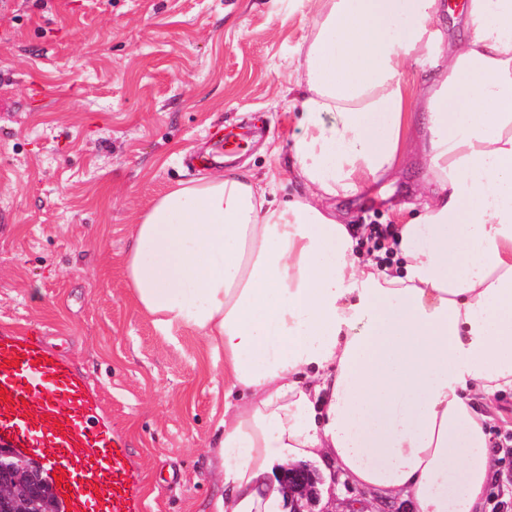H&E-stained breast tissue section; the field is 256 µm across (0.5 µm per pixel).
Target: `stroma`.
I'll list each match as a JSON object with an SVG mask.
<instances>
[{"label": "stroma", "instance_id": "stroma-1", "mask_svg": "<svg viewBox=\"0 0 512 512\" xmlns=\"http://www.w3.org/2000/svg\"><path fill=\"white\" fill-rule=\"evenodd\" d=\"M302 0H0V328L41 335L95 388L144 476L147 512H210L224 372L191 329L165 333L127 289L130 226L178 183L233 166L304 187L287 148ZM258 131L221 160L228 132ZM426 184L410 159L371 197L338 200L351 236L394 224ZM490 441L499 478L484 512H512V391ZM329 512H416L336 484Z\"/></svg>", "mask_w": 512, "mask_h": 512}]
</instances>
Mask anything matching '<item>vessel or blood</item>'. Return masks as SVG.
<instances>
[{
  "instance_id": "obj_1",
  "label": "vessel or blood",
  "mask_w": 512,
  "mask_h": 512,
  "mask_svg": "<svg viewBox=\"0 0 512 512\" xmlns=\"http://www.w3.org/2000/svg\"><path fill=\"white\" fill-rule=\"evenodd\" d=\"M0 444L61 476L64 512H143L142 474L86 377L41 336L0 332Z\"/></svg>"
}]
</instances>
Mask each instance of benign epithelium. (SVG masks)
<instances>
[{"mask_svg": "<svg viewBox=\"0 0 512 512\" xmlns=\"http://www.w3.org/2000/svg\"><path fill=\"white\" fill-rule=\"evenodd\" d=\"M282 512H317L322 475L306 464L283 468ZM51 493L42 467L35 460L0 448V512H44Z\"/></svg>", "mask_w": 512, "mask_h": 512, "instance_id": "benign-epithelium-1", "label": "benign epithelium"}]
</instances>
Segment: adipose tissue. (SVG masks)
Returning <instances> with one entry per match:
<instances>
[{"label": "adipose tissue", "mask_w": 512, "mask_h": 512, "mask_svg": "<svg viewBox=\"0 0 512 512\" xmlns=\"http://www.w3.org/2000/svg\"><path fill=\"white\" fill-rule=\"evenodd\" d=\"M290 146L305 192L229 169L172 188L130 228L124 271L161 331L224 367L213 512H280V467L317 461L418 512H481L497 454L474 398L512 390V0H307ZM430 66L415 88L405 74ZM428 176L390 260L356 255L333 200ZM460 4H462L460 7L453 8V15L455 19L458 21V23L454 26H452L453 23V17L446 12L443 13L441 20L437 24V27L441 30L442 36H443V43L442 47L447 48L448 46V38H453L455 40L463 39L468 34V29L465 28L463 24L464 16L459 15L463 11V6L465 5L467 0H454Z\"/></svg>", "instance_id": "obj_1"}]
</instances>
